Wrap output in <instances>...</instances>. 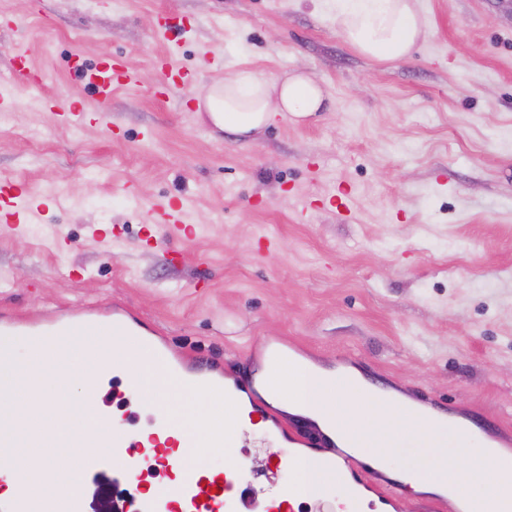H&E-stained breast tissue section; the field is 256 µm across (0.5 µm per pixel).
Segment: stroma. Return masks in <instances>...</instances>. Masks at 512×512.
<instances>
[{"mask_svg":"<svg viewBox=\"0 0 512 512\" xmlns=\"http://www.w3.org/2000/svg\"><path fill=\"white\" fill-rule=\"evenodd\" d=\"M417 4L426 38L377 61L323 0H0V183L39 208L0 231V322L110 304L229 376L259 372L278 341L490 420L512 449V0ZM21 51L40 87L16 77ZM74 56L140 81L100 103ZM238 69L303 71L329 99L243 139L196 105ZM271 445L202 454L244 459L263 495L292 481H267Z\"/></svg>","mask_w":512,"mask_h":512,"instance_id":"stroma-1","label":"stroma"}]
</instances>
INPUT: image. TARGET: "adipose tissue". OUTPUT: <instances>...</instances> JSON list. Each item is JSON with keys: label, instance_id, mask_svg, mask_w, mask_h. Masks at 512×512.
<instances>
[{"label": "adipose tissue", "instance_id": "ef3b65f1", "mask_svg": "<svg viewBox=\"0 0 512 512\" xmlns=\"http://www.w3.org/2000/svg\"><path fill=\"white\" fill-rule=\"evenodd\" d=\"M330 15L346 41L359 53L378 60H401L424 36L426 23L415 0H329ZM219 95L208 96L206 111L216 125L247 136L281 115L293 121L319 112L325 92L302 72L268 78L238 71L218 83ZM38 358H20L15 340L0 339V471L9 479L0 487V502H11L32 487L41 499L81 494L84 477L69 460L81 453L77 437L97 433L94 402L75 399L77 382L101 383L115 375L140 382L141 398L166 409L170 434L182 451L208 446L205 430L211 419L204 409H185L167 402L168 386L153 367L150 355L117 338L45 336ZM300 396L276 399L284 414L311 420L334 442L376 470L392 448L412 447L418 460L404 471L413 495H445L458 500V488L475 490L474 512H512V453L473 450L467 426L437 421L416 406L401 407L386 394L366 393L359 378L314 364L300 368ZM41 417L37 431L26 427L28 417Z\"/></svg>", "mask_w": 512, "mask_h": 512}]
</instances>
